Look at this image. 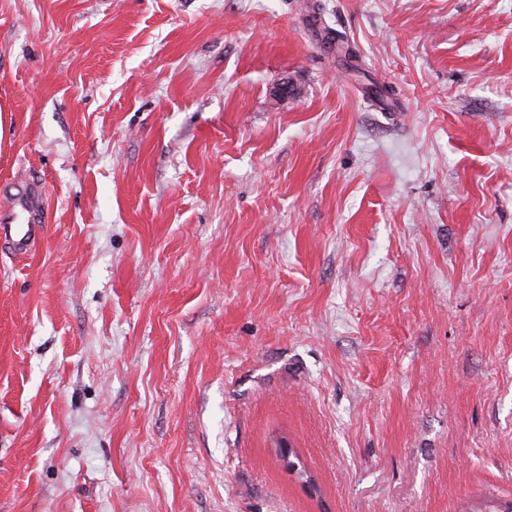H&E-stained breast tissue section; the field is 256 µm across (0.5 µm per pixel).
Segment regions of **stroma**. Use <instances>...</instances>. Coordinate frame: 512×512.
Here are the masks:
<instances>
[{"mask_svg":"<svg viewBox=\"0 0 512 512\" xmlns=\"http://www.w3.org/2000/svg\"><path fill=\"white\" fill-rule=\"evenodd\" d=\"M29 179L0 512L512 498V0H0Z\"/></svg>","mask_w":512,"mask_h":512,"instance_id":"35a3bbf8","label":"stroma"}]
</instances>
